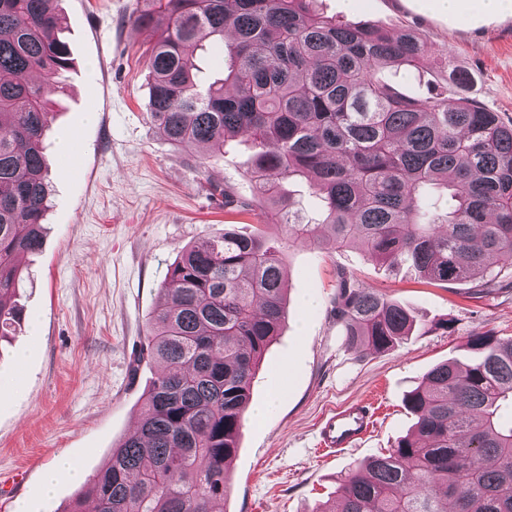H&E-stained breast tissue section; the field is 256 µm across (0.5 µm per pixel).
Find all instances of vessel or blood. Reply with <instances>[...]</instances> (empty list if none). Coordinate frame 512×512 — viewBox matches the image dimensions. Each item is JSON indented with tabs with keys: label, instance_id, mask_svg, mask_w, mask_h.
<instances>
[{
	"label": "vessel or blood",
	"instance_id": "vessel-or-blood-1",
	"mask_svg": "<svg viewBox=\"0 0 512 512\" xmlns=\"http://www.w3.org/2000/svg\"><path fill=\"white\" fill-rule=\"evenodd\" d=\"M374 416L370 405L351 403L324 417L319 426V446L328 453L359 446Z\"/></svg>",
	"mask_w": 512,
	"mask_h": 512
}]
</instances>
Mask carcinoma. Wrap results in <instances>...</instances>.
Returning a JSON list of instances; mask_svg holds the SVG:
<instances>
[{
  "label": "carcinoma",
  "mask_w": 512,
  "mask_h": 512,
  "mask_svg": "<svg viewBox=\"0 0 512 512\" xmlns=\"http://www.w3.org/2000/svg\"><path fill=\"white\" fill-rule=\"evenodd\" d=\"M55 0H0V339L19 319L21 261L43 244L50 206L43 135L54 77L72 66L55 36ZM317 0H156L134 23L159 32L148 115L174 146L256 149L248 176L284 239L327 251L361 247L427 280L479 282L512 261V122L448 97L470 73L437 61L417 29L346 24ZM227 76L198 88L193 53L224 43ZM442 67L448 84L422 103L378 76L385 66ZM310 179L317 219L293 209L283 182ZM449 191L440 209L427 188ZM136 358L162 365L121 439L63 512H218L230 488L251 381L285 318L282 252L262 229H224L169 266ZM345 341L376 352L409 335L400 304L336 271ZM475 358L431 369L410 393L412 430L355 466L338 505L316 512H512V339H470Z\"/></svg>",
  "instance_id": "cac0c4a2"
}]
</instances>
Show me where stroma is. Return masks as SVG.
<instances>
[{
  "label": "stroma",
  "mask_w": 512,
  "mask_h": 512,
  "mask_svg": "<svg viewBox=\"0 0 512 512\" xmlns=\"http://www.w3.org/2000/svg\"><path fill=\"white\" fill-rule=\"evenodd\" d=\"M59 33L74 63L57 75L45 132L51 204L39 254L25 258L22 318L0 342V512L27 502L32 512H61L81 485L61 481L52 500L41 478L60 456L84 475L108 461L132 432L142 392L159 369L131 375L160 284L181 248L236 225L280 226L246 172L253 151L225 142L214 154L171 145L147 117L149 49L156 33L134 25L149 0H56ZM324 14L387 29L409 25L434 52L467 68L468 92L512 119V20L452 23L411 0H319ZM76 151H58L62 137ZM251 202L248 215L224 210L221 188ZM283 245L289 289L285 321L251 383V405L271 387L281 403L264 418L247 416L230 463L224 512H314L337 498L356 462L385 454L413 422L407 393L437 364L473 355L470 336L512 339V267L496 288L437 283L369 260L358 247L327 252L313 241ZM345 268L411 311L417 326L397 346L372 352L346 344L333 313L336 270ZM370 402L375 424L358 448L329 456L318 447V422L337 407Z\"/></svg>",
  "instance_id": "1"
}]
</instances>
